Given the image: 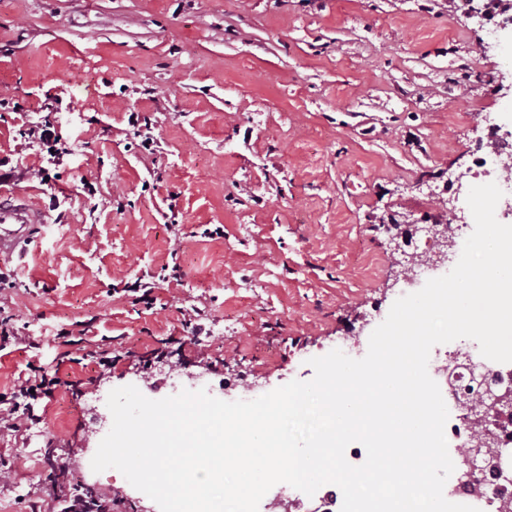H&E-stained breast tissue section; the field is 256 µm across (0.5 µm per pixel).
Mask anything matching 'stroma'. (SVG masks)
Returning <instances> with one entry per match:
<instances>
[{
	"instance_id": "stroma-1",
	"label": "stroma",
	"mask_w": 512,
	"mask_h": 512,
	"mask_svg": "<svg viewBox=\"0 0 512 512\" xmlns=\"http://www.w3.org/2000/svg\"><path fill=\"white\" fill-rule=\"evenodd\" d=\"M482 36L456 0H0V188L45 213L0 255V320L41 344L0 349V393L33 365L62 380L38 426L0 430V512H60L86 482L114 512H160L90 466L115 388L235 401L231 371L260 396L349 338L365 356L421 288L395 280L380 219L472 223L467 189L443 185L490 114L512 126ZM44 119L63 159L49 184L16 179L42 161L22 133ZM137 278L150 303L124 292Z\"/></svg>"
}]
</instances>
